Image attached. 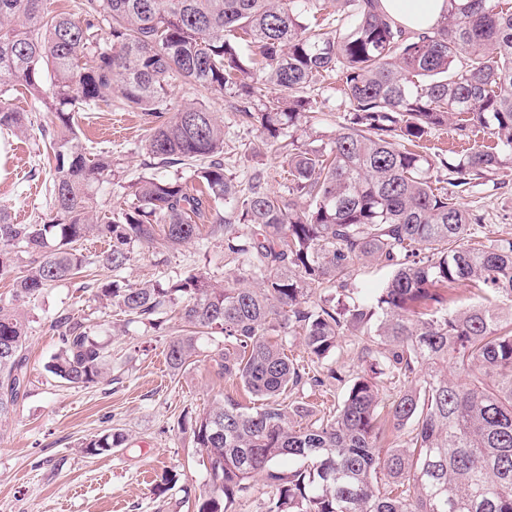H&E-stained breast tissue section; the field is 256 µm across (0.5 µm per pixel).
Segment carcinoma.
Listing matches in <instances>:
<instances>
[{"label":"carcinoma","instance_id":"obj_1","mask_svg":"<svg viewBox=\"0 0 512 512\" xmlns=\"http://www.w3.org/2000/svg\"><path fill=\"white\" fill-rule=\"evenodd\" d=\"M334 2L324 24L325 0H81L78 12L54 15L43 0H0V98L19 84L53 115L49 218L16 224L0 209V276L12 278L15 301L0 306V425L28 383L20 307L84 272L83 240L108 242L97 263L117 272L134 245L160 232L173 247L188 244L207 221L209 236L224 240V282L191 273L85 284L130 322L155 326L163 310L177 312L184 333L165 353L174 374L196 362L202 339L233 344L211 361L260 406L229 398L191 419L209 486L196 512H231L256 477L266 512H512V237L480 241L482 215L461 203L512 168V10L448 0L433 27L414 32L380 0ZM334 73L344 102L336 134L285 135L311 127L313 87ZM175 78L258 131L286 163L284 192L268 188L264 169L243 182L227 171L224 123L199 102L170 107ZM102 105L151 116L153 164L190 165L195 184L144 175L131 185L134 203L99 207L95 188L112 181V155L87 156L74 112ZM447 124L462 138L486 131L496 145L459 155L441 187L435 161L413 147ZM1 127L25 135L34 122L0 105ZM356 263L393 268L364 301L348 288ZM457 287L497 303L451 307ZM54 328L49 371L74 388L106 380L109 345L69 314ZM347 331L363 354L377 344L382 360L348 381L329 418L287 402L291 389L343 381L290 359L288 335L316 363ZM383 375L404 380L387 410L399 442L384 452ZM126 441L110 432L82 448L98 455ZM285 459L299 466L283 470Z\"/></svg>","mask_w":512,"mask_h":512}]
</instances>
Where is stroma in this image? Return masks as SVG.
<instances>
[{"instance_id":"1","label":"stroma","mask_w":512,"mask_h":512,"mask_svg":"<svg viewBox=\"0 0 512 512\" xmlns=\"http://www.w3.org/2000/svg\"><path fill=\"white\" fill-rule=\"evenodd\" d=\"M205 103L224 123V163L233 174L259 166L269 170L272 191H282L280 160L260 146L256 130L241 125L223 101L184 80H175L171 103ZM6 104L31 113L37 127L27 140L0 133L8 147L6 174L0 178V208L14 223L30 224L49 212L51 175L45 161L40 127L52 115L20 86L11 87ZM80 138L90 153L109 152L115 175L97 187L102 205L128 202L130 186L148 174L146 141L151 123L141 112L104 108L78 112ZM495 185L477 186L462 199L465 208L483 217L482 240L512 236V170L495 177ZM88 277L119 284L165 282L191 273L220 281L225 276L224 245L203 236L178 248L164 241L135 246L120 272L90 265ZM74 278L43 289L24 309L29 319L26 344L28 386L0 429V512H196L207 488L184 427L191 417L233 398L252 405L251 396L231 379L218 375L212 351L224 348L223 337L204 340L199 360L185 373L172 374L166 346L181 327L172 313H162L151 328L125 323L119 309L102 307ZM71 314L90 325L112 349L111 380L90 388H72L47 370L59 347L55 319ZM119 431L123 447L92 456L83 442ZM173 474L166 492H158L162 475Z\"/></svg>"}]
</instances>
